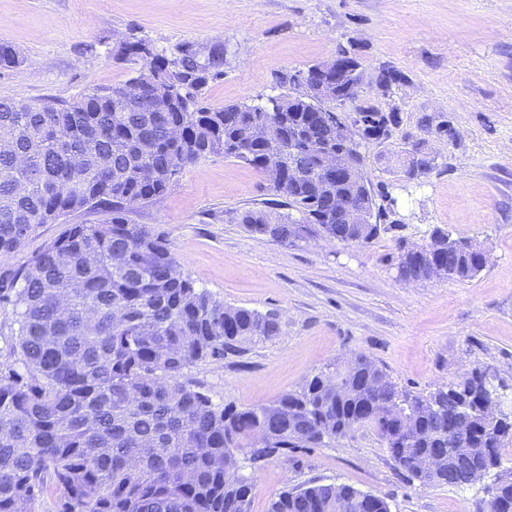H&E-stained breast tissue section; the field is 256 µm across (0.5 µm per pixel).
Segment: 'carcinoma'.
Returning <instances> with one entry per match:
<instances>
[{
    "mask_svg": "<svg viewBox=\"0 0 512 512\" xmlns=\"http://www.w3.org/2000/svg\"><path fill=\"white\" fill-rule=\"evenodd\" d=\"M133 38L122 60L143 63L146 81L169 67L172 99L162 107L128 99L122 87L94 88L68 101H0V260L20 249L44 224L84 213L106 215L97 224H70L26 266H0V301L12 305L17 354L24 373L0 369V512H35L48 482L62 492L59 512H250L253 485L237 452L262 433L267 447L254 462L293 448L326 445L356 425L376 427L397 468L423 486H468L474 474L448 471V460L426 472L417 458L448 447V420L466 419L461 448H490L487 512H512V469L502 449L512 445V415L488 419L505 385L474 368L456 383L427 394L396 387L370 360L354 356L332 374L308 378L300 390L258 408L215 405L188 372L221 360L241 344L278 332L272 314L227 306L176 269L160 236L128 218L129 205L163 196L186 167L207 155L235 158L254 168L277 199L266 209L237 211L235 224L288 242L312 234L367 243L380 224L336 223V196L355 197L381 217L375 194L356 182L324 185L311 177L298 191L278 192L293 164L313 165V153L336 148V108L354 104L363 134L384 141L399 125L361 98L360 63L331 78L337 98L314 89L269 100L211 109L199 101L209 82L224 76L216 50L185 42L171 54L141 55ZM22 58L0 42V67ZM403 79L379 68L376 84ZM280 126L275 140L256 137L266 122ZM179 127L181 138L169 131ZM277 157L278 169L268 166ZM426 153L408 161L418 178L433 168ZM425 246L433 258L399 246V277L466 280L482 269L468 240L436 228ZM79 285L67 316L57 311L58 289ZM341 382L344 392L332 387ZM410 408L411 433L389 421ZM365 495L350 485L286 490L268 512H336L340 500Z\"/></svg>",
    "mask_w": 512,
    "mask_h": 512,
    "instance_id": "cac0c4a2",
    "label": "carcinoma"
}]
</instances>
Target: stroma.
Returning a JSON list of instances; mask_svg holds the SVG:
<instances>
[{"mask_svg":"<svg viewBox=\"0 0 512 512\" xmlns=\"http://www.w3.org/2000/svg\"><path fill=\"white\" fill-rule=\"evenodd\" d=\"M131 35L169 53L186 41L223 42L224 75L202 92L212 108L267 104L292 90L281 74L350 44L364 97L400 117L389 140L361 146L373 190L393 199L371 242L283 243L232 223L233 212L273 195L253 168L221 155L186 168L154 204L133 206V222L166 240L183 275L226 305L278 320L275 336L192 368L200 391L256 408L362 354L397 387L424 394L483 365L512 398V0H0V41L24 59L0 67V100H73L124 85L134 67L114 50ZM383 64L402 74L385 91L376 86ZM419 150L435 161L416 182L404 163ZM438 227L486 248L488 263L466 281L404 282L399 241L424 243ZM240 464L255 484L251 512L319 484L382 496L390 512L486 510L483 484L405 478L368 424Z\"/></svg>","mask_w":512,"mask_h":512,"instance_id":"1","label":"stroma"}]
</instances>
